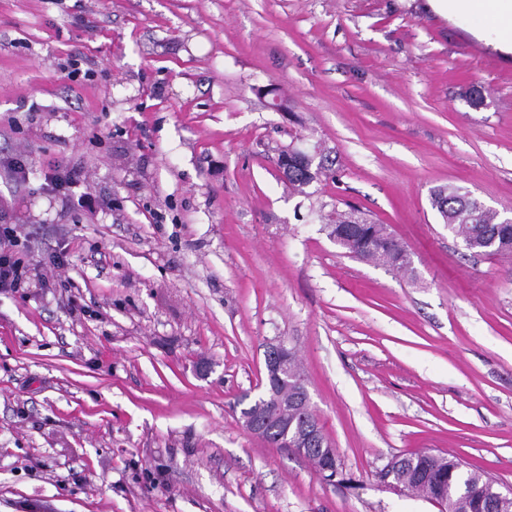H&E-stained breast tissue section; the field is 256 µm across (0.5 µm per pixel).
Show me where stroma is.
<instances>
[{"label":"stroma","mask_w":512,"mask_h":512,"mask_svg":"<svg viewBox=\"0 0 512 512\" xmlns=\"http://www.w3.org/2000/svg\"><path fill=\"white\" fill-rule=\"evenodd\" d=\"M291 143L336 161L303 194ZM0 157L33 268L0 293V512H438L379 479L411 452L512 487V257L430 202L512 217V58L427 0H0ZM350 205L413 274L341 253ZM276 338L351 485L241 427ZM431 206L448 230L466 237L471 252L488 256L512 253V218H503L504 224H500L497 213L469 192L450 185L438 187L431 194Z\"/></svg>","instance_id":"stroma-1"}]
</instances>
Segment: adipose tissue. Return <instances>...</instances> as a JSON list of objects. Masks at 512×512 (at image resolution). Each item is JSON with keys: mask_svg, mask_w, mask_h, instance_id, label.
Here are the masks:
<instances>
[{"mask_svg": "<svg viewBox=\"0 0 512 512\" xmlns=\"http://www.w3.org/2000/svg\"><path fill=\"white\" fill-rule=\"evenodd\" d=\"M428 6L502 56L512 55V0H428Z\"/></svg>", "mask_w": 512, "mask_h": 512, "instance_id": "ef3b65f1", "label": "adipose tissue"}]
</instances>
